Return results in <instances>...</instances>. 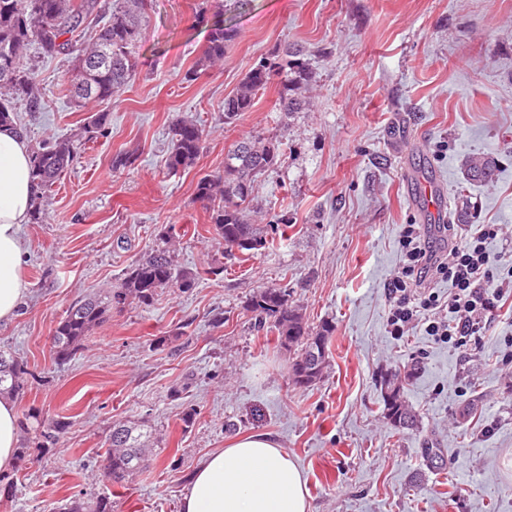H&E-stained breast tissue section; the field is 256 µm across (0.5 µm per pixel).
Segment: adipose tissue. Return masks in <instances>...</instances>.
I'll use <instances>...</instances> for the list:
<instances>
[{
	"label": "adipose tissue",
	"instance_id": "obj_1",
	"mask_svg": "<svg viewBox=\"0 0 512 512\" xmlns=\"http://www.w3.org/2000/svg\"><path fill=\"white\" fill-rule=\"evenodd\" d=\"M31 149L0 126V320L12 318L27 290L20 227L29 220L35 188ZM182 512H311L300 468L273 440L257 434L209 455L197 468Z\"/></svg>",
	"mask_w": 512,
	"mask_h": 512
}]
</instances>
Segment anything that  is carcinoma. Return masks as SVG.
I'll use <instances>...</instances> for the list:
<instances>
[{"label": "carcinoma", "mask_w": 512, "mask_h": 512, "mask_svg": "<svg viewBox=\"0 0 512 512\" xmlns=\"http://www.w3.org/2000/svg\"><path fill=\"white\" fill-rule=\"evenodd\" d=\"M145 0H0V123H15V102L24 101L29 110L40 108L41 90L34 71L24 62L27 49L35 44L44 56L71 57L67 95L79 109L108 104L135 75L136 48L143 36ZM103 23L88 39L91 23ZM235 26L222 20L214 23L199 66L212 67L224 61V50L235 40ZM312 80V69L300 50L287 48L283 55L265 57L242 79L235 93L224 97V123L232 124L252 111L257 95L279 85L277 105L293 114L306 109L302 92ZM108 113L99 110L86 117L82 131L46 142L32 152V174L36 185L32 224L46 221L44 201L52 186L74 163L81 146L104 135ZM207 133L192 119L177 121L172 130L167 167L171 171L194 166L203 150ZM280 158L279 144L271 138L252 136L238 142L224 157V172L201 177L196 200L209 212L207 232L224 242V248L252 255L266 247V236L249 222L244 204L253 192L257 177ZM497 161L489 156L472 157L465 163V180L486 183L497 175ZM174 227L159 235L145 254L135 260L115 288L90 295L74 303L59 321L53 348L58 361L66 362L84 349L88 336L114 308L135 302L148 307L165 288L188 290L199 273L183 269L175 260ZM256 332L273 333L279 347L290 355L292 382L308 388L319 382L329 365L328 344L333 327L329 323L315 329L308 324L299 306L290 302L288 288H260L250 297ZM32 373L26 361L0 348V397L17 398L28 389ZM380 389L388 420L396 419L405 428L416 425V416L401 398L396 374L381 376ZM22 433L33 435L34 444L46 448L64 430L37 412L19 420ZM150 430L131 421L112 425L106 465L111 478L121 481L148 466ZM61 512H112L109 501L75 497L61 506Z\"/></svg>", "instance_id": "carcinoma-1"}]
</instances>
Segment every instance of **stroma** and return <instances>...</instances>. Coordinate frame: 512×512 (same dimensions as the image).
<instances>
[{
	"mask_svg": "<svg viewBox=\"0 0 512 512\" xmlns=\"http://www.w3.org/2000/svg\"><path fill=\"white\" fill-rule=\"evenodd\" d=\"M139 68L108 108L104 136L79 151L49 193L42 224H25L27 294L0 322V347L34 379L17 401L64 423L56 445L33 448L0 482V512H58L74 497L112 512H180L190 476L211 452L266 434L300 467L313 512H512V295L476 349L460 354L423 327L387 333L386 287L403 265L405 225L444 249L446 236L411 197L432 172L447 212L499 224L494 272L512 271V0H146ZM238 29L222 63L192 70L217 16ZM314 72L305 111L280 112L276 89L225 124L220 108L246 72L287 46ZM29 54L41 108L17 115L36 147L78 133L86 117L64 95L68 59ZM190 118L209 135L197 165L169 172L170 129ZM276 139L282 161L260 175L251 223L273 225V246L242 261L205 230L200 177L222 172L236 142ZM138 149L134 166L113 156ZM498 162L494 182L469 185L468 157ZM175 226L179 266L219 267L147 308L114 309L85 350L53 354L55 328L82 297L122 273ZM287 287L312 326L328 322L330 362L319 383L295 386L275 335L256 332L245 301ZM414 369L403 401L416 429L384 416L381 374ZM194 410L192 427L181 416ZM151 429V464L113 482L101 471L113 423ZM447 462L428 469L425 441Z\"/></svg>",
	"mask_w": 512,
	"mask_h": 512,
	"instance_id": "1",
	"label": "stroma"
}]
</instances>
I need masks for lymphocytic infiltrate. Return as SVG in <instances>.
I'll list each match as a JSON object with an SVG mask.
<instances>
[{"mask_svg":"<svg viewBox=\"0 0 512 512\" xmlns=\"http://www.w3.org/2000/svg\"><path fill=\"white\" fill-rule=\"evenodd\" d=\"M499 232V225H479L442 254L419 228L406 225L399 240L404 266L386 291L390 336L402 338L408 326L422 320L427 335L460 352L478 345L500 301L512 289L511 282L496 280L489 263L487 245ZM432 277L448 281L447 298L427 288Z\"/></svg>","mask_w":512,"mask_h":512,"instance_id":"lymphocytic-infiltrate-1","label":"lymphocytic infiltrate"}]
</instances>
